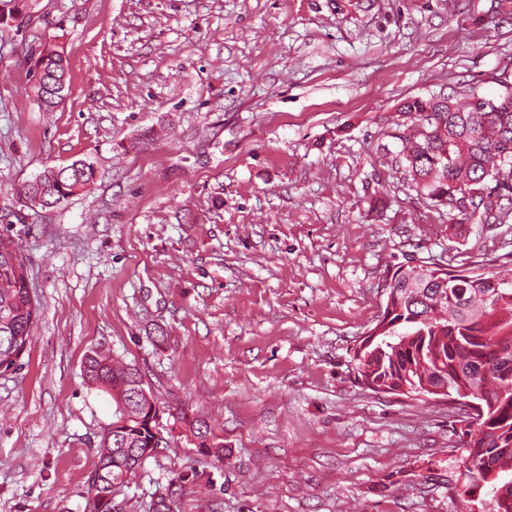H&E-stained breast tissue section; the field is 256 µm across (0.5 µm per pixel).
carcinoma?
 Here are the masks:
<instances>
[{
    "mask_svg": "<svg viewBox=\"0 0 512 512\" xmlns=\"http://www.w3.org/2000/svg\"><path fill=\"white\" fill-rule=\"evenodd\" d=\"M28 0H0V25L25 17ZM35 92L47 111L68 89L63 56L49 51L39 60ZM484 112L441 93L414 97L398 108L395 135L402 142L392 161L404 168L418 195L456 213L459 224H505L512 216V92L490 98ZM92 165L75 161L47 167L26 183L29 201L53 207L87 188ZM393 266L384 281L385 306L375 324L376 340L355 353L361 375L394 391L405 385L419 394L447 386L448 397L482 404V423L467 431L476 456L498 469L488 480L479 467L466 468L464 493L481 489L491 496L492 512H512V280L491 272L471 273L436 262ZM38 308L28 287V272L18 245L0 233V372L17 365L32 340ZM84 375L116 404L115 420L105 429L97 461L88 477L90 512H112L118 485L137 470L145 453L129 448H168L162 429L146 425L149 412L136 395L140 371L101 350L86 355ZM185 435L224 459V442L204 421L177 417Z\"/></svg>",
    "mask_w": 512,
    "mask_h": 512,
    "instance_id": "cac0c4a2",
    "label": "carcinoma"
}]
</instances>
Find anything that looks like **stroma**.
<instances>
[{
    "mask_svg": "<svg viewBox=\"0 0 512 512\" xmlns=\"http://www.w3.org/2000/svg\"><path fill=\"white\" fill-rule=\"evenodd\" d=\"M509 91L512 0H32L0 28V233L39 308L0 372V512H89L100 347L224 440L175 438L114 512H489L460 406L373 391L352 353L404 256L512 273V223H453L391 162L406 99ZM77 160L89 188L31 209L23 182ZM40 73L35 85V92L41 106L47 111L59 105L61 94L68 89V69L63 56L56 51H49L39 60ZM55 87H58L55 89ZM53 90V91H52ZM62 92L55 94L54 91Z\"/></svg>",
    "mask_w": 512,
    "mask_h": 512,
    "instance_id": "stroma-1",
    "label": "stroma"
}]
</instances>
